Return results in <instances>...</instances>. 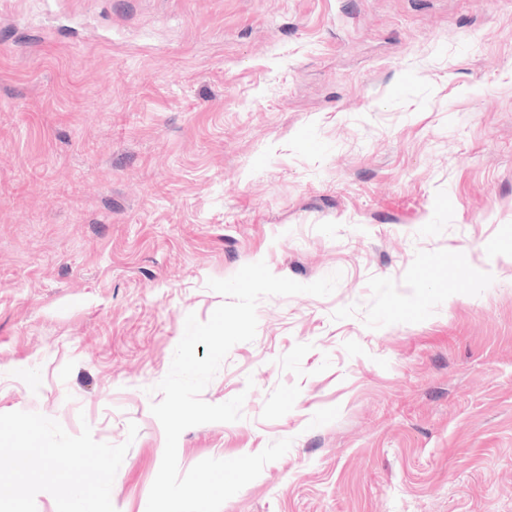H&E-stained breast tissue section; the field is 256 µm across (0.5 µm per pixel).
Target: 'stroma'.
Wrapping results in <instances>:
<instances>
[{
  "mask_svg": "<svg viewBox=\"0 0 512 512\" xmlns=\"http://www.w3.org/2000/svg\"><path fill=\"white\" fill-rule=\"evenodd\" d=\"M260 260L341 279L259 300L180 472L288 438L221 512H512V0H0V414L128 443L144 512L185 319Z\"/></svg>",
  "mask_w": 512,
  "mask_h": 512,
  "instance_id": "35a3bbf8",
  "label": "stroma"
}]
</instances>
